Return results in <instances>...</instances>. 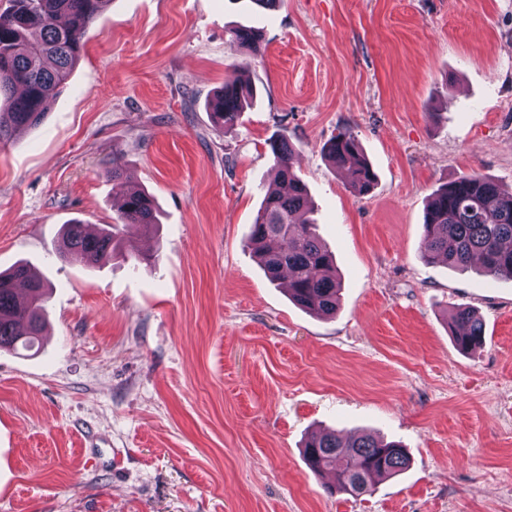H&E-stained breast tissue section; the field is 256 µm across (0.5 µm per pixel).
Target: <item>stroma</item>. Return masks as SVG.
I'll list each match as a JSON object with an SVG mask.
<instances>
[{
    "label": "stroma",
    "instance_id": "1",
    "mask_svg": "<svg viewBox=\"0 0 512 512\" xmlns=\"http://www.w3.org/2000/svg\"><path fill=\"white\" fill-rule=\"evenodd\" d=\"M262 33L236 125L207 108ZM43 122L0 148V271L47 279L38 353L0 350V512H512V279L422 258L442 184L512 187V0H110ZM350 131L375 181L354 196L325 143ZM288 137L341 282L335 316L270 282L247 247ZM158 225L91 268L63 224H110L104 174ZM474 308L464 352L452 307ZM370 433L410 465L328 494L309 433ZM231 33L229 46L233 52L248 51L253 56H257L260 53V31L248 26H239ZM451 327L457 347L471 351L483 344L484 326L477 312L470 307H454L451 313Z\"/></svg>",
    "mask_w": 512,
    "mask_h": 512
}]
</instances>
